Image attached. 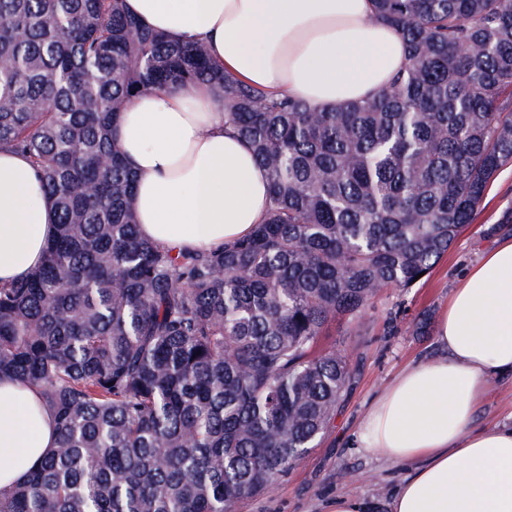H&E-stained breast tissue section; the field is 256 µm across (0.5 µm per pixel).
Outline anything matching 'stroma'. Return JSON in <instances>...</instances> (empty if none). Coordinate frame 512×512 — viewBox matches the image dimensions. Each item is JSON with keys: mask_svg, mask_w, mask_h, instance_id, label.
<instances>
[{"mask_svg": "<svg viewBox=\"0 0 512 512\" xmlns=\"http://www.w3.org/2000/svg\"><path fill=\"white\" fill-rule=\"evenodd\" d=\"M510 209L512 165L497 173L476 221L461 232L427 281L403 291L383 290L358 318L330 323L322 344L346 341L357 366L356 382L316 447L278 480L273 491L239 502L236 512H322L324 503L340 493L372 504L387 502L405 471L356 448L360 424L401 371L438 355L433 334L416 335L414 326L425 312L439 320L464 270L493 247L499 221ZM341 469L352 471L353 480L337 481Z\"/></svg>", "mask_w": 512, "mask_h": 512, "instance_id": "obj_1", "label": "stroma"}]
</instances>
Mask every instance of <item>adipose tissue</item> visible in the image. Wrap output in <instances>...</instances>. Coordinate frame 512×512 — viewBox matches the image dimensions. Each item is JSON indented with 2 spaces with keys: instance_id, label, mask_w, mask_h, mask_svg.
<instances>
[{
  "instance_id": "1",
  "label": "adipose tissue",
  "mask_w": 512,
  "mask_h": 512,
  "mask_svg": "<svg viewBox=\"0 0 512 512\" xmlns=\"http://www.w3.org/2000/svg\"><path fill=\"white\" fill-rule=\"evenodd\" d=\"M178 43L199 41L225 74L331 110L388 87L406 63L398 30L372 0H126ZM119 147L138 175L139 233L180 251L250 236L270 206L252 149L229 125L213 87L148 91L120 115ZM54 209L25 156L0 152V285L36 269L55 234ZM435 341L372 404L362 448L405 475L386 512H512V423L479 425L491 381L512 383V236L468 270ZM39 393L0 377V490L57 444Z\"/></svg>"
}]
</instances>
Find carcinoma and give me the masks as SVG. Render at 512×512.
I'll use <instances>...</instances> for the list:
<instances>
[{"mask_svg": "<svg viewBox=\"0 0 512 512\" xmlns=\"http://www.w3.org/2000/svg\"><path fill=\"white\" fill-rule=\"evenodd\" d=\"M126 0H0V151L58 221L0 286V376L58 443L0 512H233L283 477L356 382L329 322L428 276L512 164V0H373L407 61L335 110L249 87ZM208 82L264 169L254 233L178 254L138 232L120 113Z\"/></svg>", "mask_w": 512, "mask_h": 512, "instance_id": "obj_1", "label": "carcinoma"}]
</instances>
